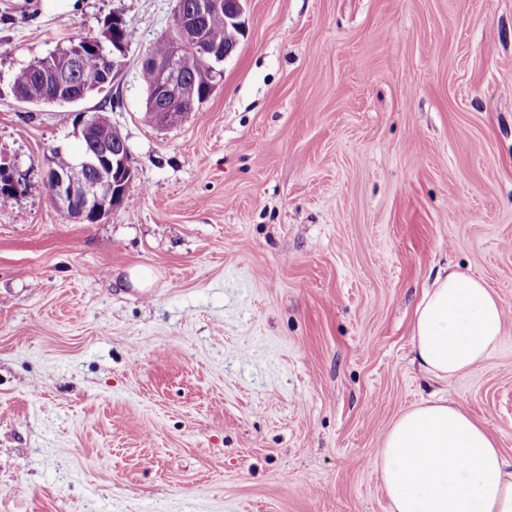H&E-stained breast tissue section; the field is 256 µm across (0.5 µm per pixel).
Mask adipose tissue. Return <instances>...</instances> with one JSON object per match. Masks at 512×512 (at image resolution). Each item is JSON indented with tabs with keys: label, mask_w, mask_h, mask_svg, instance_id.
<instances>
[{
	"label": "adipose tissue",
	"mask_w": 512,
	"mask_h": 512,
	"mask_svg": "<svg viewBox=\"0 0 512 512\" xmlns=\"http://www.w3.org/2000/svg\"><path fill=\"white\" fill-rule=\"evenodd\" d=\"M504 319L502 301L482 280L439 269L415 311L413 360L436 380L468 375L498 346ZM372 466L389 512H512V460L447 397L402 411Z\"/></svg>",
	"instance_id": "adipose-tissue-1"
}]
</instances>
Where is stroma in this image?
Segmentation results:
<instances>
[{
    "mask_svg": "<svg viewBox=\"0 0 512 512\" xmlns=\"http://www.w3.org/2000/svg\"><path fill=\"white\" fill-rule=\"evenodd\" d=\"M175 4L0 0V512H388L371 462L434 393L512 459V0H246L221 83L161 128L141 61ZM116 10L109 95L15 97ZM79 112L135 172L95 224L45 180ZM444 266L509 310L447 383L412 361Z\"/></svg>",
    "mask_w": 512,
    "mask_h": 512,
    "instance_id": "obj_1",
    "label": "stroma"
}]
</instances>
